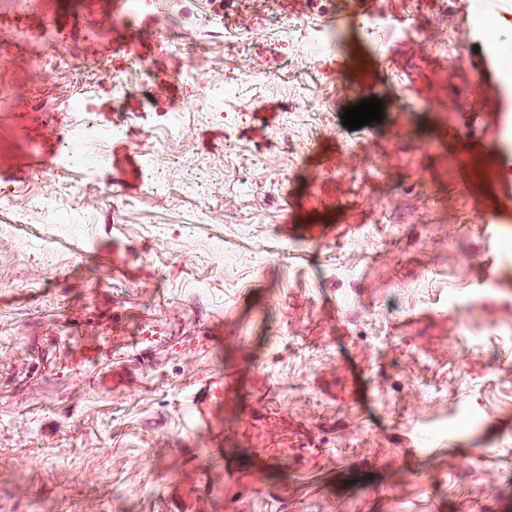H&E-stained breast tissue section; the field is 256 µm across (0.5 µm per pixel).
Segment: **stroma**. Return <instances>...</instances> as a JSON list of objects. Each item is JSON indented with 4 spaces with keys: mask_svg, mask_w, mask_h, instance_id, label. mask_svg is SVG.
<instances>
[{
    "mask_svg": "<svg viewBox=\"0 0 512 512\" xmlns=\"http://www.w3.org/2000/svg\"><path fill=\"white\" fill-rule=\"evenodd\" d=\"M211 4L307 96L289 131L285 95L226 102L227 119L193 110L205 83L179 80L184 57L122 0H0V37L69 59L40 84L27 47L0 54V512H512V230L495 242L479 209L512 199V180L486 178L499 114L451 61L491 26L512 40V21L480 0ZM298 20L329 35L299 68L278 28ZM140 63L151 80L123 97L100 76L134 81ZM367 90L384 119L348 129ZM173 112L184 135L160 143L150 196L142 144ZM48 195L50 216L33 207ZM115 307L119 348L146 317L172 334L101 394L50 321ZM219 374L223 401L190 425ZM205 474L223 491L199 497ZM224 395L223 375L211 378L203 383L197 390L189 410L192 422L207 423L211 415V406L214 400Z\"/></svg>",
    "mask_w": 512,
    "mask_h": 512,
    "instance_id": "obj_1",
    "label": "stroma"
}]
</instances>
